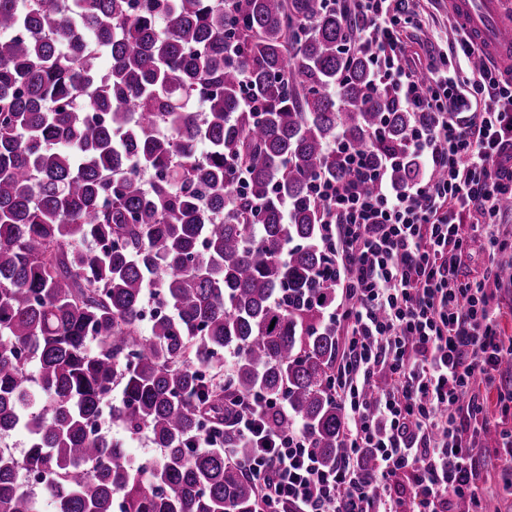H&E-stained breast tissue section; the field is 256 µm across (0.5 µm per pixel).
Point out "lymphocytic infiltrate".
Wrapping results in <instances>:
<instances>
[{
	"label": "lymphocytic infiltrate",
	"mask_w": 512,
	"mask_h": 512,
	"mask_svg": "<svg viewBox=\"0 0 512 512\" xmlns=\"http://www.w3.org/2000/svg\"><path fill=\"white\" fill-rule=\"evenodd\" d=\"M359 27L350 44L368 56L373 90L412 115L407 151L423 176L395 187L398 159L371 165L364 150L336 143L343 177L319 179L324 245L336 266L331 316L343 354L331 393L345 414V452L324 468L304 428L261 426L253 406L233 427L256 445L244 461L256 494L274 512H488L500 497L482 441L496 431L505 485L512 487V431L494 430L483 396L512 407V336L499 327L500 268L512 255L495 230L511 213L512 73L478 62L463 24L447 52L425 42L421 67L405 55L403 33L418 0H345ZM487 238L482 279L462 278L473 235ZM370 450L371 468L360 466Z\"/></svg>",
	"instance_id": "f902f5d3"
}]
</instances>
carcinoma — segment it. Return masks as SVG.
Here are the masks:
<instances>
[{
    "mask_svg": "<svg viewBox=\"0 0 512 512\" xmlns=\"http://www.w3.org/2000/svg\"><path fill=\"white\" fill-rule=\"evenodd\" d=\"M354 27L329 0H0V430L27 434L0 452V512H39L22 471L55 512H263L241 464L200 447L210 430L248 459L227 425L257 391L288 401L265 425L302 422L336 466L314 183L343 174L330 144L376 164L411 123L371 93ZM149 280L175 314L146 333ZM97 418L161 457L136 464Z\"/></svg>",
    "mask_w": 512,
    "mask_h": 512,
    "instance_id": "cac0c4a2",
    "label": "carcinoma"
}]
</instances>
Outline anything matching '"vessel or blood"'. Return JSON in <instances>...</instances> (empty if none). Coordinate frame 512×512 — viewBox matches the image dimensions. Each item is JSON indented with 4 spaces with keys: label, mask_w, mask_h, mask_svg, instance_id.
<instances>
[{
    "label": "vessel or blood",
    "mask_w": 512,
    "mask_h": 512,
    "mask_svg": "<svg viewBox=\"0 0 512 512\" xmlns=\"http://www.w3.org/2000/svg\"><path fill=\"white\" fill-rule=\"evenodd\" d=\"M503 0H451V9L465 23L484 59L512 63V41L500 39L498 25Z\"/></svg>",
    "instance_id": "1"
}]
</instances>
